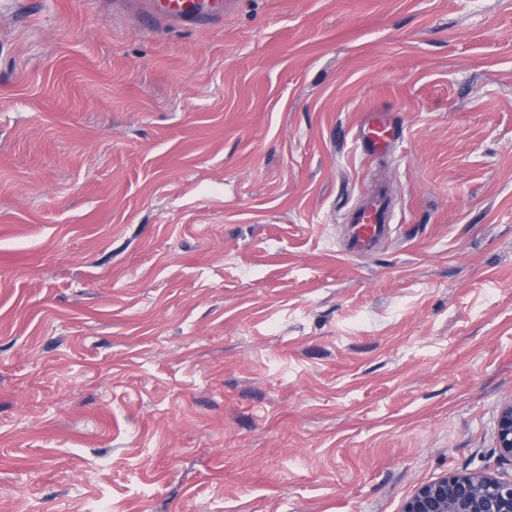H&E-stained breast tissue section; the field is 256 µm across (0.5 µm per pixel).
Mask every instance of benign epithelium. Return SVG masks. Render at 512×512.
Instances as JSON below:
<instances>
[{
  "label": "benign epithelium",
  "instance_id": "1",
  "mask_svg": "<svg viewBox=\"0 0 512 512\" xmlns=\"http://www.w3.org/2000/svg\"><path fill=\"white\" fill-rule=\"evenodd\" d=\"M496 442L500 458L512 462V402L499 414ZM403 512H512V477L446 475L421 485Z\"/></svg>",
  "mask_w": 512,
  "mask_h": 512
}]
</instances>
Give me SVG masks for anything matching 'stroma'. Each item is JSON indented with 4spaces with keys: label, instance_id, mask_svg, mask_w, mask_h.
<instances>
[{
    "label": "stroma",
    "instance_id": "obj_1",
    "mask_svg": "<svg viewBox=\"0 0 512 512\" xmlns=\"http://www.w3.org/2000/svg\"><path fill=\"white\" fill-rule=\"evenodd\" d=\"M510 401L512 0H0V512H403ZM232 0H113L112 17L128 9L149 17L160 25L197 26L224 21V11ZM401 128L399 124L385 115L377 112L360 126L357 140L363 149L374 152L388 150L392 144L400 138ZM350 238L346 254L368 256L385 239L392 236L393 208L387 191L377 187L366 194L349 214Z\"/></svg>",
    "mask_w": 512,
    "mask_h": 512
}]
</instances>
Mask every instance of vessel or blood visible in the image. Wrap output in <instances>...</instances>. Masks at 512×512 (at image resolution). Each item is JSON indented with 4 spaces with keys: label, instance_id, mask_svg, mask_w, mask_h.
<instances>
[{
    "label": "vessel or blood",
    "instance_id": "vessel-or-blood-1",
    "mask_svg": "<svg viewBox=\"0 0 512 512\" xmlns=\"http://www.w3.org/2000/svg\"><path fill=\"white\" fill-rule=\"evenodd\" d=\"M227 7V0H112L113 15L120 16L131 9L149 17L157 26L220 23ZM400 135L399 124L377 112L360 126L357 139L362 148L379 152L389 149ZM349 222L347 255H370L394 232L393 208L387 191L379 187L366 194L351 210Z\"/></svg>",
    "mask_w": 512,
    "mask_h": 512
}]
</instances>
